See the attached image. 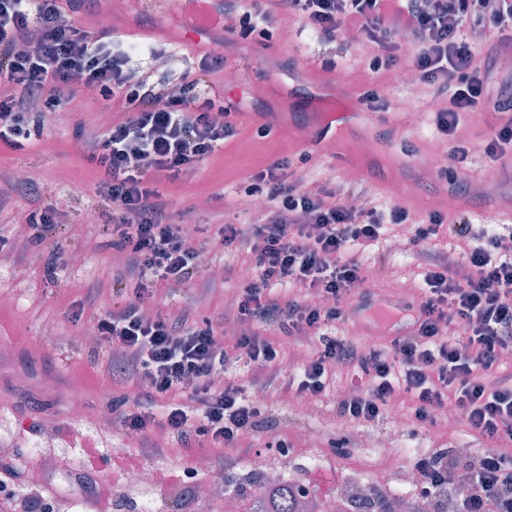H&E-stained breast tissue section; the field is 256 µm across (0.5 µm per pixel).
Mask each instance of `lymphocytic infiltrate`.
<instances>
[{
	"instance_id": "obj_1",
	"label": "lymphocytic infiltrate",
	"mask_w": 512,
	"mask_h": 512,
	"mask_svg": "<svg viewBox=\"0 0 512 512\" xmlns=\"http://www.w3.org/2000/svg\"><path fill=\"white\" fill-rule=\"evenodd\" d=\"M85 0H0V141L16 149L42 134L48 114L59 111L84 89L97 92L104 110L119 118L104 132L76 124L74 140L96 170V207L108 221L121 272L112 310L99 316L87 344L108 347L106 362L93 363L96 376L140 387L136 399L112 400L113 426L142 433L157 425L176 434L187 454L204 442L236 446L248 431L275 430L278 423L249 388L291 391L313 400L325 395L336 372L350 374V394H338L342 421L371 423L399 397H409L417 426L435 425L445 405L490 449L472 460L426 452L415 468L418 490L437 500L443 488L466 483L457 512H512V374L500 370L512 349V252L494 229L474 231L469 214L444 224L438 213L413 221L407 209H354L350 198L371 195L365 181L311 187L288 159L252 175L245 198L225 201L229 210L264 203L251 233L221 225L215 246L173 223L169 200L154 188L157 176L192 173L234 132L229 120L236 103L216 90L213 73L222 58L205 53L175 82L153 81L133 67L135 56L165 62L164 50L143 51L94 32L75 18ZM277 18L333 40L352 33L376 49L373 71L397 61L399 37L407 32L417 49L412 68L420 83L448 96L438 108V130L448 136L447 183L468 159L455 131L460 116L491 107L512 111V80L493 83L500 52L512 47V0H275ZM413 229L411 250L424 270L426 292L415 301L416 328L367 345L335 332L359 303L374 292L360 248L381 236L384 221ZM23 249L45 253L47 277H54L62 251L52 208L23 220ZM449 247H436L439 237ZM251 255L241 290L228 307L229 319L253 323V330L225 347L212 320H198L189 307L146 315L153 286L180 288L202 279L198 258L233 255L243 245ZM305 289L298 298L296 289ZM311 343L299 377L282 365L278 337ZM243 361L247 382L212 377L229 360Z\"/></svg>"
}]
</instances>
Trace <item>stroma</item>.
<instances>
[{"label": "stroma", "instance_id": "obj_1", "mask_svg": "<svg viewBox=\"0 0 512 512\" xmlns=\"http://www.w3.org/2000/svg\"><path fill=\"white\" fill-rule=\"evenodd\" d=\"M162 18L164 31L155 30L149 15ZM189 12L175 0H105L100 11L83 17L86 27L108 29L126 41L147 44L167 39L173 57L170 66L154 70L157 80H171L194 60L199 51L208 49L224 58V69L213 75L214 83H225L240 103L232 121L235 133L224 147L203 161L196 176L188 181L160 179L158 189L172 203L175 222L197 228L199 238L213 235L224 222V201L243 190L247 178L280 157L297 158L312 153L305 166L310 180L346 178L358 174L377 188L381 203L397 202L413 209L422 200L428 210L443 214L453 223L459 212H468L475 225L498 226L502 233L512 232V223L504 221L499 194H512V182L503 181L500 192L489 191L485 175L490 167L481 147L494 129L512 120V115L494 111L467 112L461 117L459 135L471 153L459 173V189L449 193L437 176L436 161L448 153L446 137L432 132L428 124L414 125L405 104L404 90L392 79V73L371 72L372 51L362 39L345 36L335 40L320 39L310 31H300L297 24L258 22V31L241 39L229 30H181L180 23ZM375 89L390 103L385 120L394 127L399 143L411 152L400 155L395 169L360 170L343 155L325 152L307 138L304 123L307 112L334 111L337 99L358 102L361 94ZM276 113L280 119L268 136L256 132V114ZM112 119L90 91L80 95L60 112L48 115V128L40 141L26 150L13 149L0 142V173L17 176L29 173L47 189L41 198L0 187L7 203L0 208V237L8 245L19 242L18 227L31 209L56 207L59 212L61 243L64 252L55 279L44 273L42 257H33L23 265L22 276H14L11 264L0 261V420L13 430L14 447L24 449L23 463L32 467L39 458L33 440L45 427L57 434L56 449L65 454L72 467H79L83 451L99 449L111 456L118 452L141 456L143 466L152 467L161 481L154 487L161 512H182V503L169 494L164 475L194 467L196 459L182 449L177 438L161 429L142 434L113 428L106 412L114 385L109 378H92L91 360H106L108 349L92 350L83 336L99 313L112 307V279L117 274L116 254L108 236L102 235L86 215L94 209L96 172L73 142L77 123L87 128L103 129ZM389 253V270L380 273L374 253H364L362 260L370 281L388 294L405 299L416 297L421 284L419 269L412 253H395L390 240L377 245ZM240 263L228 259L226 269L216 276L212 290L193 283L175 291L158 286L154 305L162 310L193 307L206 316H219L224 304L241 285ZM100 282L103 292L97 308L74 318L88 283ZM347 385L345 376H336L332 393L316 402L317 413L305 421L289 416V396L276 393L266 402L281 422L298 450V477L310 481L316 491L350 476L367 478L380 489L394 487V473L386 468L372 449L356 447L354 452L334 451L330 440L341 431L336 415V395ZM79 390L80 400H73L72 390ZM366 431L379 435L396 430L394 450L401 463H412L417 449L446 447L445 423L427 431L414 432L410 418L392 425L390 418L366 424ZM455 439L472 451L485 450L486 444L464 425H457ZM266 435L253 432L241 438L233 448L206 450L212 468L209 477L222 481L234 470L256 468L265 458L262 447Z\"/></svg>", "mask_w": 512, "mask_h": 512}]
</instances>
